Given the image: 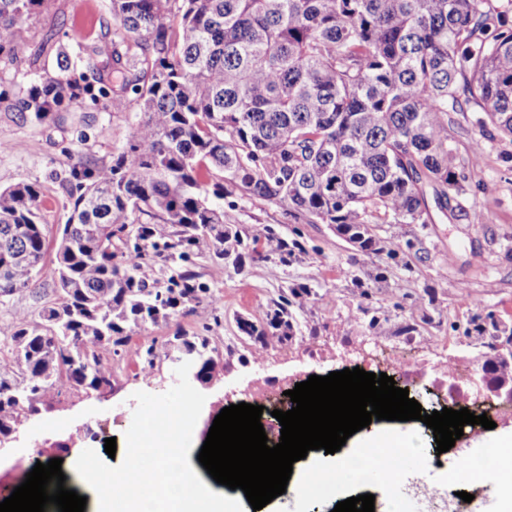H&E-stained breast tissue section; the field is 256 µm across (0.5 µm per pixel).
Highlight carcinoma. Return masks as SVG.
<instances>
[{"instance_id":"carcinoma-1","label":"carcinoma","mask_w":512,"mask_h":512,"mask_svg":"<svg viewBox=\"0 0 512 512\" xmlns=\"http://www.w3.org/2000/svg\"><path fill=\"white\" fill-rule=\"evenodd\" d=\"M42 0H0V55L30 71L20 38ZM512 2L492 0H112L111 46L72 56L48 37L60 71L110 53L92 82L39 76L21 110L37 120L64 104L137 96L139 118L112 161L72 167L74 198L55 250L54 298L19 317L0 354V437L49 399L112 387V356L135 353L154 374V345L135 327L208 293L186 271L164 288L137 275L145 245L186 255L200 241L218 258L249 241L286 264L303 251L265 227L242 235L239 202L280 206L296 224H329L358 250L380 252L375 224L432 223L466 190L473 155L448 146V113L465 101L478 123L512 138ZM36 183L0 189V298L34 283L48 250ZM137 243L125 250L130 232ZM387 250V249H385ZM402 249L390 248L395 261ZM305 286L272 302L250 336H291L290 307ZM495 348L512 328L489 314L476 325ZM209 376L206 336L166 341Z\"/></svg>"}]
</instances>
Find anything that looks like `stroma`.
Segmentation results:
<instances>
[{"label": "stroma", "instance_id": "35a3bbf8", "mask_svg": "<svg viewBox=\"0 0 512 512\" xmlns=\"http://www.w3.org/2000/svg\"><path fill=\"white\" fill-rule=\"evenodd\" d=\"M111 0H45L23 34L30 52L38 50L47 34L68 42L80 33L87 42L103 39L102 21L111 19ZM56 71L54 56H42L32 72H22L0 56V188L27 181L42 187L41 213L49 237H57L72 205L68 181L74 165L107 162L131 133L139 111L135 95H128L122 112L102 105L77 104L63 119L36 120L21 113L39 70ZM475 106L452 113L448 144L467 156L482 144L481 163L468 180L467 191L448 209H432L428 224H381L375 233L385 243L405 246L404 263H392L385 253L363 255L326 224H296L284 209L261 201L242 203L243 229L270 226L286 240H298L305 252L289 264L260 258L245 246L226 259L215 258L207 243L190 250L188 261L146 260L140 275L148 283L167 286L170 277L188 271L210 290L208 297L189 304L168 320L134 329L132 340L154 344L156 372L138 376L126 360L112 362V388L90 395L73 392L55 399L19 428L16 441L0 448V495L10 496L26 478L15 471L19 456L30 460L61 459L68 489L85 496L87 488L73 472L74 459L87 448L103 453L106 439L116 441V462L125 458L126 438L137 406L136 392L161 394L176 382V366L167 358L166 340L206 336L215 347L216 366L199 390L206 401L193 433L190 465L215 493H224L198 460L213 421L230 403L244 399L248 384L284 378L297 372L318 376L355 367L369 369L368 354L376 347H405L414 357L405 376L410 391L433 390L446 396L448 378L442 363L462 365L457 383L469 388L470 378L489 351L474 335L480 317L492 313L512 325V140L483 132ZM389 268L387 282L362 290L357 279L379 268ZM53 266L45 264L27 290L0 301V351L19 316H37L53 296ZM304 285L309 296L294 305L293 333L287 346L260 347L247 335L240 320L262 321L268 306L282 291ZM377 310V331H368L353 319L358 307ZM415 324L417 335L401 336L399 324ZM83 436L69 450L61 443L70 430ZM339 488L320 499L280 495L262 512H333L338 499L350 495Z\"/></svg>", "mask_w": 512, "mask_h": 512}]
</instances>
